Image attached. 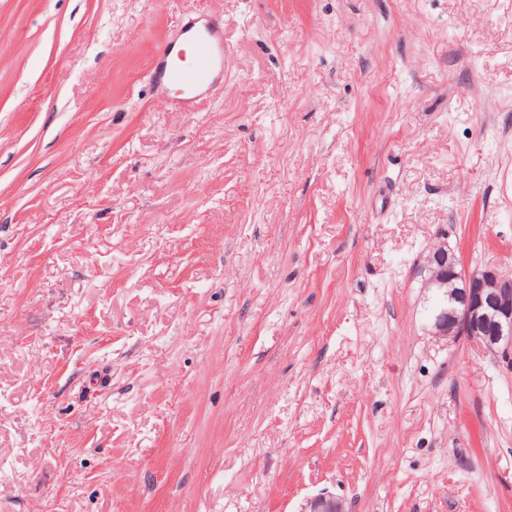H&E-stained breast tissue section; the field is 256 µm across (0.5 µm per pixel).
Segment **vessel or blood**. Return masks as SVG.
<instances>
[{"label":"vessel or blood","instance_id":"1","mask_svg":"<svg viewBox=\"0 0 512 512\" xmlns=\"http://www.w3.org/2000/svg\"><path fill=\"white\" fill-rule=\"evenodd\" d=\"M181 36L186 50L164 45L147 71V77L157 91L177 86L183 93L176 105L192 111L198 100L213 91L224 70V29L217 20L189 17L183 22Z\"/></svg>","mask_w":512,"mask_h":512}]
</instances>
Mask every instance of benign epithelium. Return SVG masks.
Wrapping results in <instances>:
<instances>
[{"label":"benign epithelium","mask_w":512,"mask_h":512,"mask_svg":"<svg viewBox=\"0 0 512 512\" xmlns=\"http://www.w3.org/2000/svg\"><path fill=\"white\" fill-rule=\"evenodd\" d=\"M422 271L426 286L439 296L433 334L465 337L511 367L512 274L491 268L466 269L445 243L430 251ZM301 512H349V508L345 499L320 493L307 500Z\"/></svg>","instance_id":"obj_1"}]
</instances>
